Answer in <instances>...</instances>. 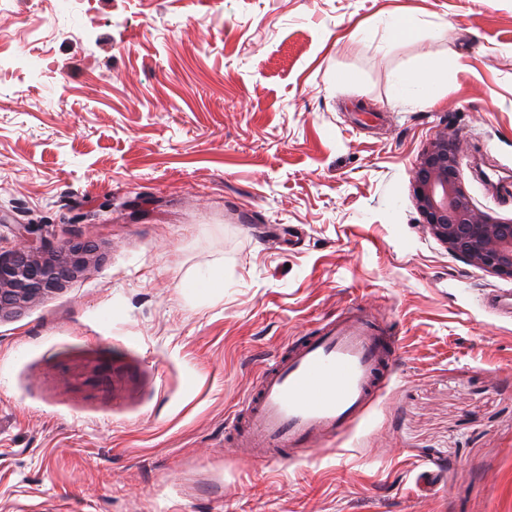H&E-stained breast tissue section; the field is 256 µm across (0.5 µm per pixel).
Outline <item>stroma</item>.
<instances>
[{
  "label": "stroma",
  "mask_w": 512,
  "mask_h": 512,
  "mask_svg": "<svg viewBox=\"0 0 512 512\" xmlns=\"http://www.w3.org/2000/svg\"><path fill=\"white\" fill-rule=\"evenodd\" d=\"M0 51L46 56L0 76V252L34 224L99 255L0 318V512H512V319L483 304L512 279L410 181L447 128L512 218L482 177L512 169V0H11ZM429 55L440 99L393 103ZM354 305L398 344L367 417L287 465L226 447L262 359Z\"/></svg>",
  "instance_id": "obj_1"
}]
</instances>
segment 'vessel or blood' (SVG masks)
<instances>
[{
  "mask_svg": "<svg viewBox=\"0 0 512 512\" xmlns=\"http://www.w3.org/2000/svg\"><path fill=\"white\" fill-rule=\"evenodd\" d=\"M390 329L352 306L265 358L259 382L229 418L243 458L280 464L307 457L364 419L396 365Z\"/></svg>",
  "mask_w": 512,
  "mask_h": 512,
  "instance_id": "1",
  "label": "vessel or blood"
}]
</instances>
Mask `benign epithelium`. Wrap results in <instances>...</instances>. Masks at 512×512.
Listing matches in <instances>:
<instances>
[{
	"mask_svg": "<svg viewBox=\"0 0 512 512\" xmlns=\"http://www.w3.org/2000/svg\"><path fill=\"white\" fill-rule=\"evenodd\" d=\"M462 155L448 138L436 133L418 156L411 179L421 224L449 252L464 262L512 279V219L478 210L459 179ZM38 228L23 227L18 246L0 252V317L16 314L96 263L86 241L34 242Z\"/></svg>",
	"mask_w": 512,
	"mask_h": 512,
	"instance_id": "benign-epithelium-1",
	"label": "benign epithelium"
}]
</instances>
